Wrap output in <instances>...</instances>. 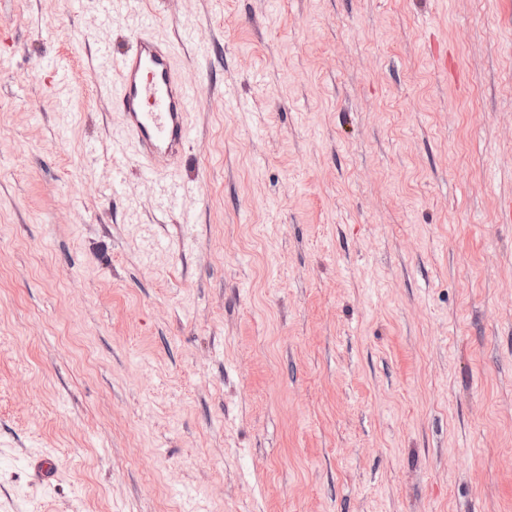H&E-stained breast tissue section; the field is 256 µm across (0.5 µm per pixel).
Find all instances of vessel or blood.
Here are the masks:
<instances>
[{
	"label": "vessel or blood",
	"instance_id": "b4317fda",
	"mask_svg": "<svg viewBox=\"0 0 512 512\" xmlns=\"http://www.w3.org/2000/svg\"><path fill=\"white\" fill-rule=\"evenodd\" d=\"M123 2L133 44L122 53L104 48L99 54V72L121 114L112 136L146 171L171 181L194 138L189 112L195 88L182 77L173 47L151 33L138 0Z\"/></svg>",
	"mask_w": 512,
	"mask_h": 512
}]
</instances>
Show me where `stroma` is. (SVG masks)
<instances>
[{"mask_svg":"<svg viewBox=\"0 0 512 512\" xmlns=\"http://www.w3.org/2000/svg\"><path fill=\"white\" fill-rule=\"evenodd\" d=\"M144 8L192 224L122 14L0 0V512H512V0ZM133 39L130 49L110 53L102 46L99 72L112 86V107L121 113L113 140L150 174L173 181L177 159L194 138L189 114L194 86L176 63L174 48L149 30L139 0H122Z\"/></svg>","mask_w":512,"mask_h":512,"instance_id":"1","label":"stroma"}]
</instances>
